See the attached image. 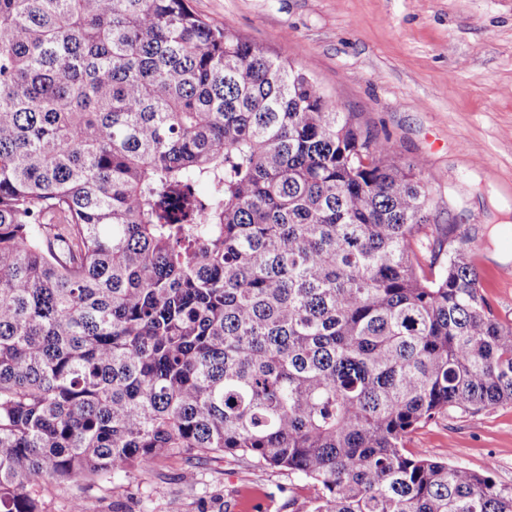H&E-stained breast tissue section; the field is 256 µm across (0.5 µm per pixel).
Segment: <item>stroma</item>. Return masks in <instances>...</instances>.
I'll return each mask as SVG.
<instances>
[{"label": "stroma", "mask_w": 512, "mask_h": 512, "mask_svg": "<svg viewBox=\"0 0 512 512\" xmlns=\"http://www.w3.org/2000/svg\"><path fill=\"white\" fill-rule=\"evenodd\" d=\"M270 55L302 67L339 111L387 137L400 162L418 160L431 223L458 222L442 253L464 249L494 315L512 322V0H189ZM407 450L474 471L494 463L512 485V402L448 411L410 434ZM47 512H310L308 481L220 455L184 457L94 483L45 484Z\"/></svg>", "instance_id": "1"}]
</instances>
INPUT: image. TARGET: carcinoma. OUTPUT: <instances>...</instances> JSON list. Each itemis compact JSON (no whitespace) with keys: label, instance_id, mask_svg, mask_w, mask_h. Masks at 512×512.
I'll return each mask as SVG.
<instances>
[{"label":"carcinoma","instance_id":"1","mask_svg":"<svg viewBox=\"0 0 512 512\" xmlns=\"http://www.w3.org/2000/svg\"><path fill=\"white\" fill-rule=\"evenodd\" d=\"M393 154L187 0H0V512L224 453L312 512H512L404 445L512 402V323L464 251L426 275Z\"/></svg>","mask_w":512,"mask_h":512}]
</instances>
